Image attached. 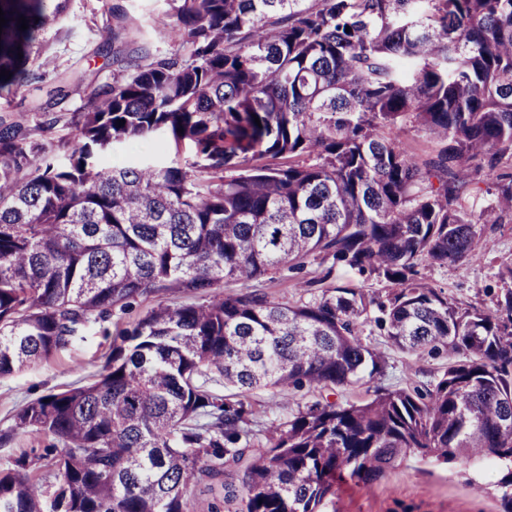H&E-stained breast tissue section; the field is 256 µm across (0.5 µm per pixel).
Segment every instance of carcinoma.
<instances>
[{
	"mask_svg": "<svg viewBox=\"0 0 512 512\" xmlns=\"http://www.w3.org/2000/svg\"><path fill=\"white\" fill-rule=\"evenodd\" d=\"M166 2L178 49L91 90L67 161L0 117V376L141 298L204 302L103 329L97 375L16 412L0 450L20 434L54 443L38 477L28 453L4 459L0 512H192L196 484L211 512H324L338 476L367 484L408 457L460 454L498 463L512 512V265L492 308L459 305L420 271L512 223V0ZM67 5L0 0V93L29 80L35 32ZM71 80L36 106L41 131ZM411 131L430 143L423 158L401 140ZM159 133L172 162L110 161ZM311 262L324 274L306 298L255 286ZM336 268L354 279L330 283ZM368 326L448 366L307 403L260 442L255 391L384 373Z\"/></svg>",
	"mask_w": 512,
	"mask_h": 512,
	"instance_id": "1",
	"label": "carcinoma"
}]
</instances>
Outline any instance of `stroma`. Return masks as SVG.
I'll return each instance as SVG.
<instances>
[{
	"instance_id": "35a3bbf8",
	"label": "stroma",
	"mask_w": 512,
	"mask_h": 512,
	"mask_svg": "<svg viewBox=\"0 0 512 512\" xmlns=\"http://www.w3.org/2000/svg\"><path fill=\"white\" fill-rule=\"evenodd\" d=\"M111 5L122 7L126 13L114 50L130 60L146 52H172L170 34L153 26L154 18L164 9L163 0H69L66 13L36 34L38 48L51 58V66L38 70L36 79L12 93L0 95V115L35 127L39 122L35 106L46 102L48 90L62 72L81 78L62 103V111H85L91 88L111 83L118 74L117 66L97 53L103 31L111 22L107 12ZM506 264H512V224L486 232L472 258L441 268L426 266L422 274L452 300L490 308L501 288L497 269ZM371 342L384 350L389 361L385 375L372 380L370 386L375 388L425 382L446 365L442 359L387 348L383 337L377 335ZM109 345V338L94 326L70 349L0 377V428L9 426L13 415L30 400L101 371ZM310 398L304 390L287 398L272 390L257 392L253 397L257 429H266L271 422L296 413L299 404ZM499 477L486 461L474 468L462 459L439 464L410 458L366 485L349 479L339 481L327 512H501Z\"/></svg>"
}]
</instances>
